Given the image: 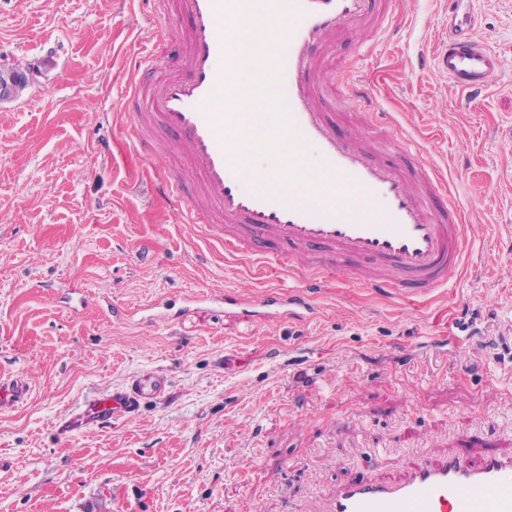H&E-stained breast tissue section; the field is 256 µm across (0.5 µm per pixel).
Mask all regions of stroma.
Here are the masks:
<instances>
[{"instance_id":"obj_1","label":"stroma","mask_w":512,"mask_h":512,"mask_svg":"<svg viewBox=\"0 0 512 512\" xmlns=\"http://www.w3.org/2000/svg\"><path fill=\"white\" fill-rule=\"evenodd\" d=\"M471 7L503 59L476 103L433 66L448 0H396V36L342 35L329 56L446 177L463 269L413 298L340 272L311 317L276 323L195 303L304 283L180 224L160 156L126 134L127 87L169 74L181 22L161 39L144 0H0V64L41 65L0 103V373L30 384L0 411V512H301L421 453L512 456V0ZM146 47L153 70H132ZM164 298L174 324L112 315ZM151 371L169 389L133 419L58 439L87 396Z\"/></svg>"}]
</instances>
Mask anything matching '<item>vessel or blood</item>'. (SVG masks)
<instances>
[{"mask_svg": "<svg viewBox=\"0 0 512 512\" xmlns=\"http://www.w3.org/2000/svg\"><path fill=\"white\" fill-rule=\"evenodd\" d=\"M187 25L179 40L181 68L152 88L129 87L136 119L128 134L140 144L164 136L182 152L186 168L166 172L159 194L180 223L221 231L226 253L260 258L262 247L286 245L282 263L306 282L296 293L266 290L246 300L228 292L220 304L242 318L279 322L314 311L320 287L349 268L369 286L418 296L443 286L463 263L467 241L460 207L446 179L376 111L368 88L337 76L379 142L342 133L341 113L324 102L319 47L336 35L381 34L393 0H288L291 36L279 55L277 88L299 146H313L320 169L335 178L332 200L302 199L296 190L274 194L265 177H248L225 135L235 121L228 97L237 85L233 39L238 0H176ZM478 18L466 0H448V35L436 56L440 75L475 100L501 75L500 54L478 39ZM156 372L134 375L61 416L59 436L116 424L167 389ZM25 378L0 376V410L23 404ZM512 460L489 453L480 463L455 454L440 464L415 460L407 478L351 480L325 500L324 512H512Z\"/></svg>", "mask_w": 512, "mask_h": 512, "instance_id": "vessel-or-blood-1", "label": "vessel or blood"}]
</instances>
